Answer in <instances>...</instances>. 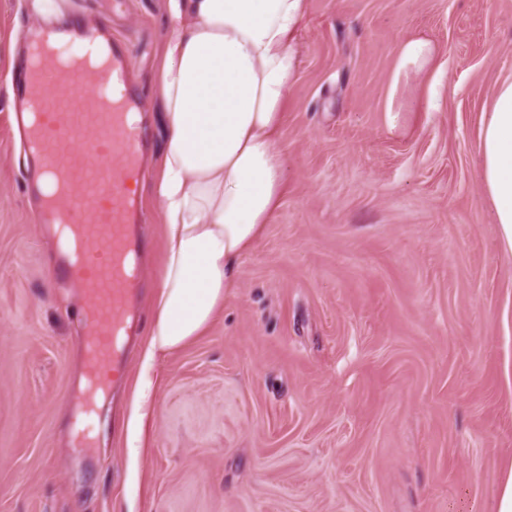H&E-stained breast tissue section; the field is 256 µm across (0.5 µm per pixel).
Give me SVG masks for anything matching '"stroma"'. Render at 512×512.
Returning <instances> with one entry per match:
<instances>
[{
  "label": "stroma",
  "instance_id": "obj_1",
  "mask_svg": "<svg viewBox=\"0 0 512 512\" xmlns=\"http://www.w3.org/2000/svg\"><path fill=\"white\" fill-rule=\"evenodd\" d=\"M0 0V512H497L512 471V252L479 178V123L512 74V0H305L281 133L288 192L207 331L168 353L138 456L139 349L71 444L83 298L25 183L14 55L61 15L131 58L149 324L163 262L156 95L167 0ZM412 36L436 85L393 83Z\"/></svg>",
  "mask_w": 512,
  "mask_h": 512
}]
</instances>
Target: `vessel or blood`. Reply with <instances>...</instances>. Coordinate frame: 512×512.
I'll return each mask as SVG.
<instances>
[{
    "mask_svg": "<svg viewBox=\"0 0 512 512\" xmlns=\"http://www.w3.org/2000/svg\"><path fill=\"white\" fill-rule=\"evenodd\" d=\"M79 40L82 52L74 56L55 28L32 33L13 113L35 178L49 187L40 201L46 229L62 246L55 276L85 300L74 436L89 447L99 399L127 375L120 346L137 334L132 260L144 247L138 205L144 131L131 120L125 48L97 23L86 25ZM47 54L55 57L52 75L64 96L56 104L46 97ZM102 250L109 260L99 265L93 258Z\"/></svg>",
    "mask_w": 512,
    "mask_h": 512,
    "instance_id": "vessel-or-blood-1",
    "label": "vessel or blood"
}]
</instances>
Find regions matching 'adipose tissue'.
Listing matches in <instances>:
<instances>
[{"label": "adipose tissue", "mask_w": 512, "mask_h": 512, "mask_svg": "<svg viewBox=\"0 0 512 512\" xmlns=\"http://www.w3.org/2000/svg\"><path fill=\"white\" fill-rule=\"evenodd\" d=\"M170 25L159 71L167 127L155 192L164 261L156 318L142 346L127 446L138 454L160 355L210 326L241 258L261 238L286 193L281 131L304 0H167ZM436 50L401 41L394 79L429 75ZM480 182L512 251V77L481 117Z\"/></svg>", "instance_id": "ef3b65f1"}]
</instances>
